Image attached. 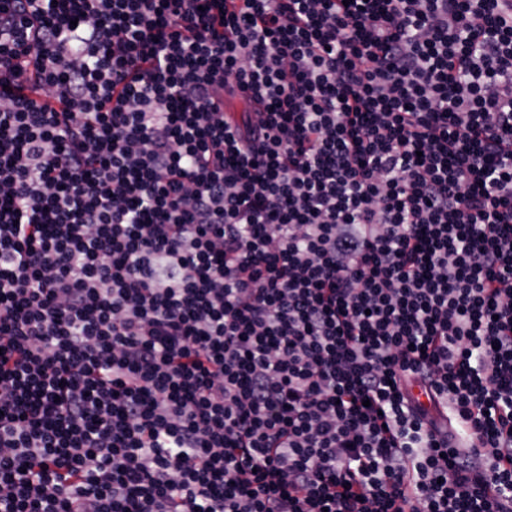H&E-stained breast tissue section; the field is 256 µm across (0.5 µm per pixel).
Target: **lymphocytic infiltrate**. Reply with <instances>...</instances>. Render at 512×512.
Instances as JSON below:
<instances>
[{
  "mask_svg": "<svg viewBox=\"0 0 512 512\" xmlns=\"http://www.w3.org/2000/svg\"><path fill=\"white\" fill-rule=\"evenodd\" d=\"M0 512H512V0H0Z\"/></svg>",
  "mask_w": 512,
  "mask_h": 512,
  "instance_id": "1",
  "label": "lymphocytic infiltrate"
}]
</instances>
